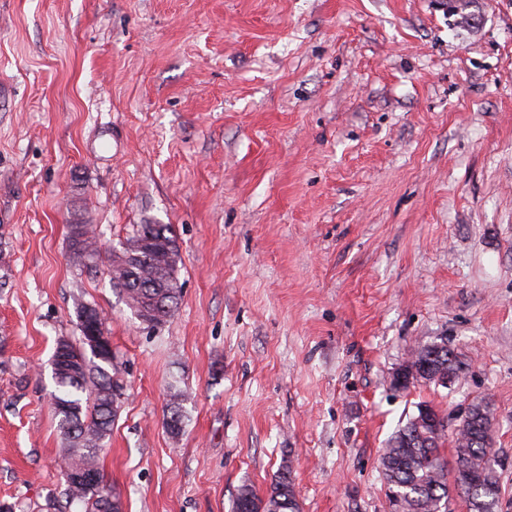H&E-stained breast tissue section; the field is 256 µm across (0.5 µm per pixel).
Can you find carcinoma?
Returning <instances> with one entry per match:
<instances>
[{
    "mask_svg": "<svg viewBox=\"0 0 512 512\" xmlns=\"http://www.w3.org/2000/svg\"><path fill=\"white\" fill-rule=\"evenodd\" d=\"M143 242V257L150 264L133 265L115 273L112 286L120 289L127 306L136 317L157 327L169 318L182 296L177 277L179 252L170 224H138L122 246ZM97 235L69 227V262L80 269L97 266L101 259ZM98 310L94 304L80 302L76 307L79 336H61L54 355L58 358L51 369L55 390L51 394L59 435L65 445L61 472L69 469H93L99 472L96 486H79L64 482L67 502L82 506L83 512H122L120 494L104 480L98 451L111 434L121 403L122 393L117 375L120 368L111 340L100 349L87 342L88 327L82 320L84 312ZM410 361L428 370L429 383L438 373L460 374V365L453 351L441 343L419 346ZM185 392L173 386L166 405L165 426L173 440L183 434L186 420ZM472 422L454 426L452 438L453 463L441 456L449 422L439 420L435 427L420 426L410 416L388 440L379 458V466L388 490L399 496L400 512H450L453 494L461 495L468 512H498L500 504L501 461L492 445V413L484 401L469 406ZM265 501L264 512H299L291 470L284 466L269 492L259 497L253 488L242 485L232 512H258V502Z\"/></svg>",
    "mask_w": 512,
    "mask_h": 512,
    "instance_id": "carcinoma-1",
    "label": "carcinoma"
}]
</instances>
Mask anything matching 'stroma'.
Segmentation results:
<instances>
[{
	"label": "stroma",
	"instance_id": "35a3bbf8",
	"mask_svg": "<svg viewBox=\"0 0 512 512\" xmlns=\"http://www.w3.org/2000/svg\"><path fill=\"white\" fill-rule=\"evenodd\" d=\"M136 224L180 251L153 329L108 273ZM81 302L125 512H231L285 464L300 512H393L390 436L481 400L512 512V0H0V512L65 506L50 361ZM434 342L458 380L392 388ZM79 225L90 224H70L68 246L69 262L79 269L96 267L102 254L100 241L93 228V235L83 239L85 234L81 233L79 229L78 231L75 230V227ZM166 405L165 426L170 437L177 441L183 434L185 427L186 410L184 402L187 400L185 392L177 387L171 386Z\"/></svg>",
	"mask_w": 512,
	"mask_h": 512
}]
</instances>
